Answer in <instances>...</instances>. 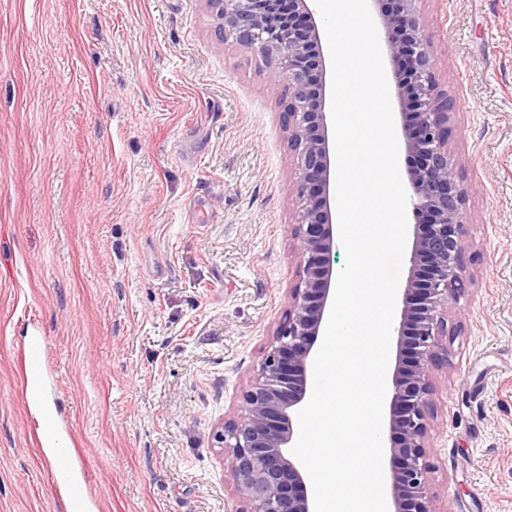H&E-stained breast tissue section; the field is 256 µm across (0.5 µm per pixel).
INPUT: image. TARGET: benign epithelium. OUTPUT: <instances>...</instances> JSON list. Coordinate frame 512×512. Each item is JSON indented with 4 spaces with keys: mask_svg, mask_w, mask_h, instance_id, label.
Listing matches in <instances>:
<instances>
[{
    "mask_svg": "<svg viewBox=\"0 0 512 512\" xmlns=\"http://www.w3.org/2000/svg\"><path fill=\"white\" fill-rule=\"evenodd\" d=\"M215 29L260 59L286 102L281 129L293 154L297 222L289 225L297 258L288 312L272 334L241 405L213 433L227 454L229 478L244 512H314L309 476L290 453L297 413L308 402V377L322 344L333 302L334 243L331 188L336 167L328 129L326 62L309 0H206ZM379 6V38L393 66L402 118L411 204L406 248L408 275L397 292L392 329L395 358L384 404L388 455V512H442L432 492L428 460L436 371L448 365V301L471 284L466 191L448 141L454 101L440 89L438 60L424 37L420 0H372Z\"/></svg>",
    "mask_w": 512,
    "mask_h": 512,
    "instance_id": "7a95c632",
    "label": "benign epithelium"
}]
</instances>
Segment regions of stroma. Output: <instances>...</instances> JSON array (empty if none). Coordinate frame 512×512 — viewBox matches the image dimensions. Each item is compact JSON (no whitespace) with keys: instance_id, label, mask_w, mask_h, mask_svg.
Segmentation results:
<instances>
[{"instance_id":"obj_1","label":"stroma","mask_w":512,"mask_h":512,"mask_svg":"<svg viewBox=\"0 0 512 512\" xmlns=\"http://www.w3.org/2000/svg\"><path fill=\"white\" fill-rule=\"evenodd\" d=\"M472 284L432 395L446 512H512V0H421ZM280 89L206 0H0V512H66L16 351L94 512H243L216 427L288 311ZM18 361L23 381L26 385L25 391L30 401L44 410L47 406L45 396L46 373L43 339L40 336H31L27 345L23 346L18 353ZM39 390L38 397H34L33 389Z\"/></svg>"}]
</instances>
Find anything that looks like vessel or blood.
<instances>
[{
  "instance_id": "1",
  "label": "vessel or blood",
  "mask_w": 512,
  "mask_h": 512,
  "mask_svg": "<svg viewBox=\"0 0 512 512\" xmlns=\"http://www.w3.org/2000/svg\"><path fill=\"white\" fill-rule=\"evenodd\" d=\"M18 361L23 381L27 389H38L39 395L33 403L38 408H46L47 401L43 393L46 385L45 356L43 339L30 337L27 345L18 353ZM40 442L55 458V467L51 478L59 492L66 498L70 512H87L95 501L88 477H77L76 472L82 464V456L74 439L63 438L54 419H47L41 430Z\"/></svg>"
}]
</instances>
